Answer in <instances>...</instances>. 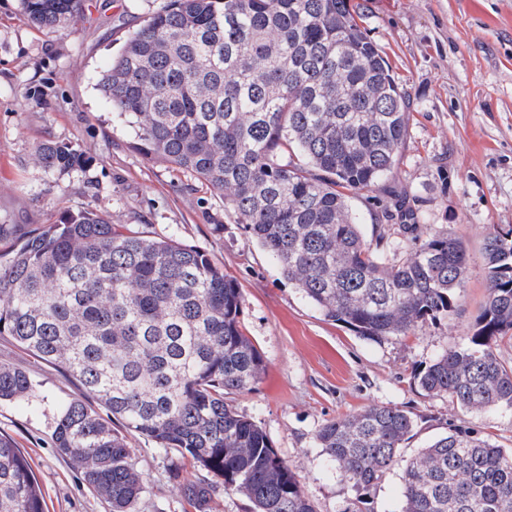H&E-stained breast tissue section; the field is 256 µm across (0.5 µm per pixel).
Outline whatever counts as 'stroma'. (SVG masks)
<instances>
[{"label": "stroma", "mask_w": 512, "mask_h": 512, "mask_svg": "<svg viewBox=\"0 0 512 512\" xmlns=\"http://www.w3.org/2000/svg\"><path fill=\"white\" fill-rule=\"evenodd\" d=\"M163 0H82L76 21L38 28L20 0H0V240L11 243L85 207L113 223L204 249L244 295L240 319L266 366L252 390L229 395L296 466L315 512H397L400 473L365 491L332 475L315 435L328 421L370 405L402 408L417 421L410 448L464 427L512 448V407L463 411L429 398L413 375L469 334L486 298L482 247L490 228L512 229V0H366L363 25L387 55L413 106L407 139L381 192L350 201L367 238L404 253L411 235L374 222L390 193L415 196L417 233H445L468 250L456 312L402 338L374 342L323 316L278 264L224 212L209 186L133 149L132 129L97 87L129 31ZM72 142L84 170L52 174L33 161L45 141ZM0 363L26 371L37 398L0 403V433L29 458L47 512H110L52 441L56 411L91 396L10 337ZM145 493L136 512H197L184 482L210 479L206 512H250L219 477L139 435L127 438Z\"/></svg>", "instance_id": "35a3bbf8"}]
</instances>
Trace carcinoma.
Returning a JSON list of instances; mask_svg holds the SVG:
<instances>
[{
  "mask_svg": "<svg viewBox=\"0 0 512 512\" xmlns=\"http://www.w3.org/2000/svg\"><path fill=\"white\" fill-rule=\"evenodd\" d=\"M35 26L76 20L80 0H21ZM350 0H165L126 38L99 80L134 148L224 197V212L281 265L328 320L372 341L451 316L467 271L464 243L431 234L390 254L366 238L350 195L382 191L405 144L411 100ZM50 172L84 168L70 143L35 148ZM388 218L416 229L407 195ZM487 296L472 334L414 381L467 411L512 407V229L483 247ZM238 284L203 249L130 230L86 207L0 253V336L65 372L118 420L80 399L52 439L112 508L135 512L141 472L122 430L189 457L254 512H313L296 469L226 401L252 389L264 359L244 332ZM31 377L0 364V401L27 402ZM412 415L373 405L325 423L316 443L361 489L401 469L399 512H512V450L470 431L408 458ZM198 509L206 480L183 484ZM32 466L0 434V512H44Z\"/></svg>",
  "mask_w": 512,
  "mask_h": 512,
  "instance_id": "carcinoma-1",
  "label": "carcinoma"
}]
</instances>
